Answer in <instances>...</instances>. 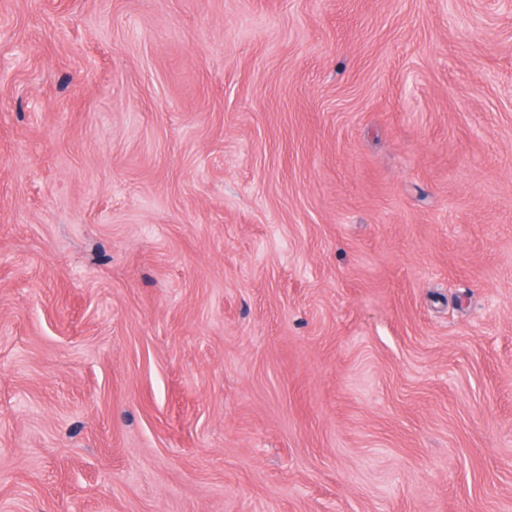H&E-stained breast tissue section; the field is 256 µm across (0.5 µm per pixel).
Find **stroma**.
Returning <instances> with one entry per match:
<instances>
[{
	"label": "stroma",
	"instance_id": "35a3bbf8",
	"mask_svg": "<svg viewBox=\"0 0 512 512\" xmlns=\"http://www.w3.org/2000/svg\"><path fill=\"white\" fill-rule=\"evenodd\" d=\"M0 512H512V0H0Z\"/></svg>",
	"mask_w": 512,
	"mask_h": 512
}]
</instances>
